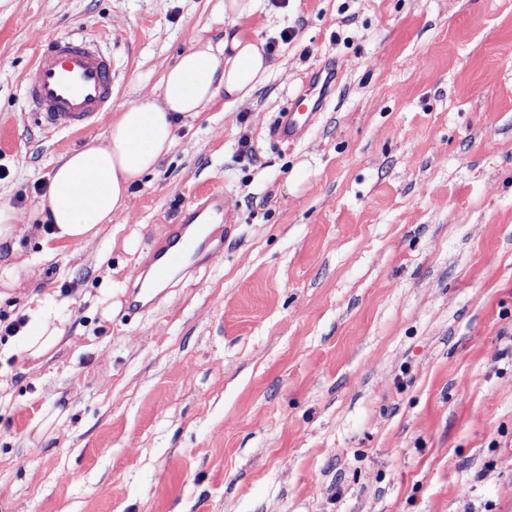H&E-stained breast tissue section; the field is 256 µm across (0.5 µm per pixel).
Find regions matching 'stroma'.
<instances>
[{
    "mask_svg": "<svg viewBox=\"0 0 512 512\" xmlns=\"http://www.w3.org/2000/svg\"><path fill=\"white\" fill-rule=\"evenodd\" d=\"M246 24L264 85L179 129L128 213L83 247L0 246L21 265L0 321L40 305L68 338L36 367L0 331V512H512V0H257ZM223 35L222 0H0V202L31 210L62 156ZM66 36L111 55L112 106L49 136L23 75ZM328 59L318 120L271 140ZM215 188L223 253L128 318ZM160 288H137L132 290L125 298L126 309L130 313H137L151 307L157 301Z\"/></svg>",
    "mask_w": 512,
    "mask_h": 512,
    "instance_id": "1",
    "label": "stroma"
}]
</instances>
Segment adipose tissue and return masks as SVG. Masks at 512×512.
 <instances>
[{"label":"adipose tissue","mask_w":512,"mask_h":512,"mask_svg":"<svg viewBox=\"0 0 512 512\" xmlns=\"http://www.w3.org/2000/svg\"><path fill=\"white\" fill-rule=\"evenodd\" d=\"M255 0H224V36L199 41L164 71L157 91L126 105L109 126L104 143L71 151L48 176L30 215L0 203V245L15 240L25 220L51 225L53 238L73 245L95 239L103 225L129 211L141 178L157 169L177 143V130L217 98L249 100L271 63L261 41L245 24ZM34 329L26 359L44 363L65 338L49 315H31Z\"/></svg>","instance_id":"adipose-tissue-1"}]
</instances>
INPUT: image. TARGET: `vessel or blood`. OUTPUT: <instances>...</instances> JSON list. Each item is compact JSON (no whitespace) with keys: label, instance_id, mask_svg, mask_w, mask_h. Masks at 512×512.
<instances>
[{"label":"vessel or blood","instance_id":"1","mask_svg":"<svg viewBox=\"0 0 512 512\" xmlns=\"http://www.w3.org/2000/svg\"><path fill=\"white\" fill-rule=\"evenodd\" d=\"M321 69L325 78L318 97L298 95L295 110L273 120L269 131L272 139L297 140L315 121L323 97L339 77L334 64H322ZM113 80L112 60L93 40L56 38L41 42L40 52L24 76V88L37 109L36 120L43 131H79L108 111ZM229 220L230 212L220 189L199 197L186 208L166 244L150 260L149 287L134 289L126 296L127 310L137 313L151 307L159 296V287L168 285L193 263L211 261L222 253L224 242L210 227Z\"/></svg>","mask_w":512,"mask_h":512}]
</instances>
